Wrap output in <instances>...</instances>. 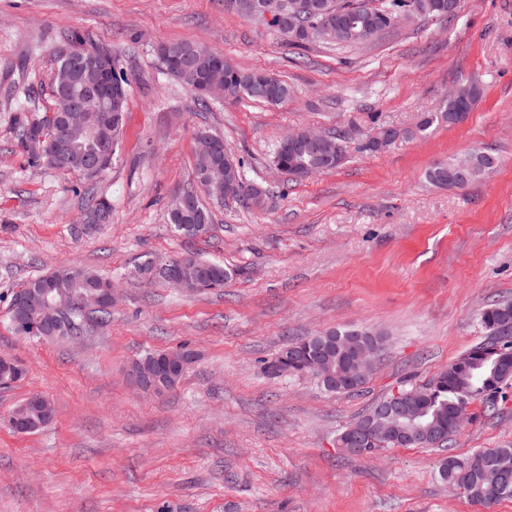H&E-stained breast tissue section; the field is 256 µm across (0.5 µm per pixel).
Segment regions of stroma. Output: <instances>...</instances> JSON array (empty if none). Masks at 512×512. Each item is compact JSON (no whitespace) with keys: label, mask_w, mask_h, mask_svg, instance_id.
<instances>
[{"label":"stroma","mask_w":512,"mask_h":512,"mask_svg":"<svg viewBox=\"0 0 512 512\" xmlns=\"http://www.w3.org/2000/svg\"><path fill=\"white\" fill-rule=\"evenodd\" d=\"M117 49L129 80L125 124L98 180L30 167L15 141L23 80L54 108L58 53L71 35ZM187 41L292 89L272 106L242 100L201 109L167 75L160 45ZM483 95L460 125L366 154L373 123L413 127L455 86ZM208 129L264 186L263 206L211 197L194 177L195 134ZM342 131L346 158L302 179L280 175L273 149L295 129ZM480 147L498 164L462 189L431 184L434 164ZM193 190L211 216L186 237L169 208ZM112 221L76 233L86 195ZM196 254L232 273L188 294L144 282L145 256ZM60 266L89 267L118 290L112 320L74 340L17 335L11 293ZM512 301V0H462L452 21L414 18L367 44L317 42L302 53L224 0H0V355L24 379L0 388V414L31 393L53 423L29 435L0 426V512H512L471 503L438 460L512 444V384L496 409L472 403L447 448L343 453L340 429L405 384L428 383L486 337L491 304ZM383 338L363 387L331 394L310 376L262 369L293 338L348 327ZM196 355L161 394L133 387L145 351Z\"/></svg>","instance_id":"stroma-1"}]
</instances>
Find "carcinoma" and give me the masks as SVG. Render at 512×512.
Listing matches in <instances>:
<instances>
[{
	"instance_id": "cac0c4a2",
	"label": "carcinoma",
	"mask_w": 512,
	"mask_h": 512,
	"mask_svg": "<svg viewBox=\"0 0 512 512\" xmlns=\"http://www.w3.org/2000/svg\"><path fill=\"white\" fill-rule=\"evenodd\" d=\"M360 0H323L322 14L315 19L317 25L332 24L336 19H352L366 15L369 27L374 36L378 37L391 29L389 20L397 11L406 7L414 8V15L451 20L454 15L448 13V0H366L365 12H360ZM243 8L240 14L248 19L255 20L283 38L288 45L297 48H306L319 41L311 30H301L292 33L284 30L285 20H269L262 15H255L248 9L250 0H241ZM165 47L171 51L189 56L203 53L209 56L222 55V52L202 47L190 42H170ZM101 50H89L83 46L80 36L71 38L68 50L61 53L57 66H62L70 55L87 60ZM224 83L228 92L227 99L238 101L249 99L269 105H280L291 95V88L287 83L275 75L259 69H244L231 61L224 59ZM451 104L446 102L438 112H423L415 126L411 129H397L395 127L380 125L376 133L384 138V148L394 145L399 139H410L425 136L433 128L441 124H454L448 117ZM126 104H121V110L115 113L112 124L93 127L87 137L77 142L74 152L87 154L97 151L105 146L117 151L123 116ZM15 135L18 147H23L22 136L26 128H44L52 124L50 116L39 112L34 96L28 90L22 91V98L18 99L17 110L13 117ZM224 148V139L207 130H200L195 134V168L210 164L215 159L213 146ZM341 160H324L316 155L303 159L308 171L317 174L330 171L338 167ZM497 165V159L492 154L480 149H473L463 155L454 156L446 162L433 165L427 172V178L433 184L446 188H464L471 182L491 173ZM195 217L185 218L175 211L169 212V220L176 224H209L210 216L198 198H193ZM111 214L110 203L102 198L90 199L84 208V217H89L94 224H105ZM183 264L192 268L196 279L187 287L189 291H198L212 288H222L230 277V272L224 264L196 256H182ZM58 282L60 292L55 302L63 307L68 305L73 289L77 288L88 293L108 282L97 272L79 267L60 266L48 272ZM111 308L100 307L87 313L75 308L69 312V317L63 322L67 331L81 334L90 321L104 324L109 321ZM482 323L488 332L487 340L473 345L463 355L448 365V370L437 374L427 383L429 393L421 398L418 387L409 384L401 389V407L408 414H421L420 420L430 424V432L421 440H411L405 436L396 438L391 433H381L375 440L367 442L358 453L370 457L385 448L404 446L435 447L447 442L448 436L456 431L452 425L451 416L458 408L469 405L474 401L489 409L495 408L498 396L505 385L512 381V335L506 341H499L498 331L502 327L512 326V303H502L486 309L481 316ZM374 341L382 344V339L368 331L359 328L343 330H330L313 336L291 340L283 345L271 361L265 366L266 372L272 377H299L301 373L295 370L293 354L299 353L304 358H316L322 355L331 359L332 371L336 374L344 370L341 363L336 362V347L348 340ZM168 353L164 350L148 351L131 363L133 370L140 374L143 382L142 388L158 392L168 379L170 370L166 363ZM383 406L378 401L370 410L353 423L340 430L336 437L339 447H345L348 431L359 429L368 424L376 415V408ZM25 415L31 418L32 431L45 428V422L54 413V407L44 403L33 406L24 400L20 404ZM497 468L502 474L500 488L490 493L485 491L483 473L487 469ZM438 473L442 480L459 479L463 482L466 497L475 503L491 505L502 500L512 499V446L498 448H480L465 457L448 455L438 463Z\"/></svg>"
}]
</instances>
